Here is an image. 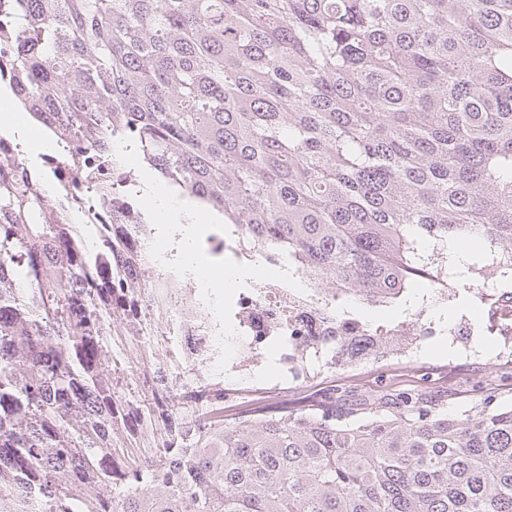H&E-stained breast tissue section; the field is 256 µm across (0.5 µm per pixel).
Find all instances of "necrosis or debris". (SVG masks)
Here are the masks:
<instances>
[{
  "instance_id": "4bbe7bcc",
  "label": "necrosis or debris",
  "mask_w": 512,
  "mask_h": 512,
  "mask_svg": "<svg viewBox=\"0 0 512 512\" xmlns=\"http://www.w3.org/2000/svg\"><path fill=\"white\" fill-rule=\"evenodd\" d=\"M87 160V155L69 148L47 156L44 163L57 183L65 186L69 211L81 216L85 226L82 242L95 269L108 272L112 269L110 243L121 238L123 230L112 221L111 199L95 193L94 180H74L76 169L86 167ZM197 289L193 281L175 279V313L161 322L145 310L137 295L130 293L124 280L112 282V295L120 300L119 311L124 321L132 324L136 335L148 337L157 359L174 369L179 383L196 397L202 409L209 401L211 382H223L224 394L229 399L243 394L246 384L257 382L270 349L279 352L277 381L296 383L320 371L322 360L339 337L371 340L376 336L369 323L328 316L323 310L328 299L317 289L302 297L284 285L263 282L236 292L227 318L191 304ZM393 333L403 343L402 357L411 361L417 352L411 337H464L460 352L469 357L477 352L480 330L465 317L445 323L430 316L403 318L396 323Z\"/></svg>"
}]
</instances>
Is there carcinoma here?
Masks as SVG:
<instances>
[{"instance_id":"obj_1","label":"carcinoma","mask_w":512,"mask_h":512,"mask_svg":"<svg viewBox=\"0 0 512 512\" xmlns=\"http://www.w3.org/2000/svg\"><path fill=\"white\" fill-rule=\"evenodd\" d=\"M56 144L128 141L227 241L365 308L512 291V0H10ZM138 178L99 180L101 195ZM19 155L0 164V512H512V403L183 405ZM480 241L481 260L450 243ZM123 278L153 309L168 288ZM120 344V354L113 345ZM339 368L363 361L344 336Z\"/></svg>"}]
</instances>
